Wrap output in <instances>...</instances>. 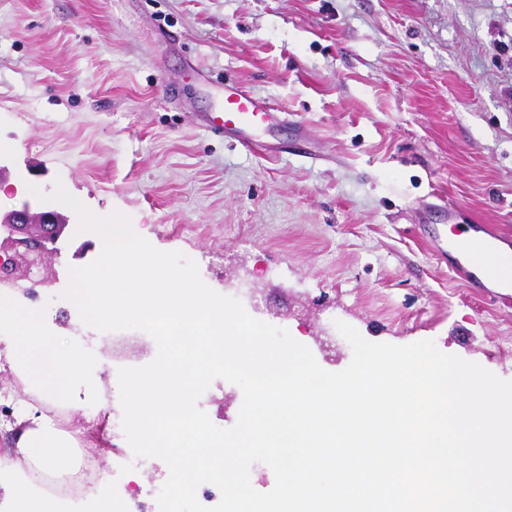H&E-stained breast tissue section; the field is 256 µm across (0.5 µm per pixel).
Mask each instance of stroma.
<instances>
[{"instance_id":"stroma-1","label":"stroma","mask_w":512,"mask_h":512,"mask_svg":"<svg viewBox=\"0 0 512 512\" xmlns=\"http://www.w3.org/2000/svg\"><path fill=\"white\" fill-rule=\"evenodd\" d=\"M202 75L292 114L309 156L270 159L211 134ZM0 164V214L42 210L28 184L62 181L195 260L210 288L287 329L325 370L352 359L339 319L512 380V300L473 297L418 229L512 234V0H0ZM58 248L39 282L4 295L87 357L77 417L99 469L82 497L95 512L125 441L101 418L122 413L119 362L152 361L157 346L140 330L98 332L62 299L70 268L99 255L95 233ZM24 399L1 358L0 448ZM242 401L217 379L198 405L228 428Z\"/></svg>"}]
</instances>
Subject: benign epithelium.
Here are the masks:
<instances>
[{
  "mask_svg": "<svg viewBox=\"0 0 512 512\" xmlns=\"http://www.w3.org/2000/svg\"><path fill=\"white\" fill-rule=\"evenodd\" d=\"M39 229L44 243L55 246L68 234L69 222L50 206L38 213L16 210L0 217V284L13 282L20 262L30 274L45 268L49 251L31 245Z\"/></svg>",
  "mask_w": 512,
  "mask_h": 512,
  "instance_id": "7a95c632",
  "label": "benign epithelium"
}]
</instances>
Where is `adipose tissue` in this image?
I'll use <instances>...</instances> for the list:
<instances>
[{
  "label": "adipose tissue",
  "instance_id": "1",
  "mask_svg": "<svg viewBox=\"0 0 512 512\" xmlns=\"http://www.w3.org/2000/svg\"><path fill=\"white\" fill-rule=\"evenodd\" d=\"M25 332L24 349L7 360L27 396L13 447L0 448V492L10 512H56L71 487L89 491L92 475L79 467L81 429L74 423L73 389L83 383L87 359L65 337H46L0 298V331Z\"/></svg>",
  "mask_w": 512,
  "mask_h": 512
}]
</instances>
